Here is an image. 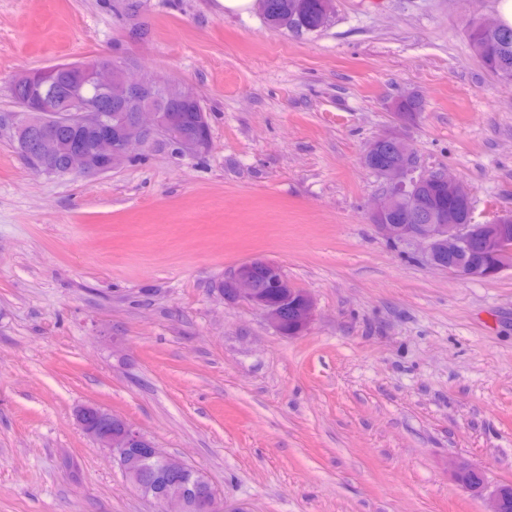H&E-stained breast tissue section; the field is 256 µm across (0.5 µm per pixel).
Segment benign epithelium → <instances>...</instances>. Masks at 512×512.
<instances>
[{"instance_id": "1", "label": "benign epithelium", "mask_w": 512, "mask_h": 512, "mask_svg": "<svg viewBox=\"0 0 512 512\" xmlns=\"http://www.w3.org/2000/svg\"><path fill=\"white\" fill-rule=\"evenodd\" d=\"M134 63L92 57L77 64L57 63L42 74L76 75L80 83L71 87L37 85L39 74H16L11 85L36 88V93L15 112L0 117V126L18 136L33 138L22 143V155L38 171L58 175L95 177L118 168L160 137L174 155L196 157L210 146L206 113L198 110L196 128L181 125L176 106L196 99L185 84L169 80L156 84L147 75H131ZM394 125L371 140L362 155L364 167L382 179L384 192L368 211L369 223L393 243L416 242L423 246L426 262L463 280L485 279L512 266V213L502 214L484 224H464L453 215L438 211L421 187L434 179L447 186L448 202L471 203L468 190L441 172L420 168L417 155L401 131L414 115L392 105ZM75 125L91 130L86 144H67L58 129ZM65 156L62 168L55 158ZM224 299L240 302L260 312L281 335L304 334L315 315L312 296L288 280L281 266L264 258L238 264L224 278ZM74 418L81 431L112 454V460L135 483L145 486L151 478L142 476L140 463L159 458L165 472L179 476L188 464L164 453L154 439L112 410L85 404L76 408ZM453 479L465 489L488 495L487 512H506L512 502V483L488 490L486 472L465 459L450 463ZM188 491L180 482L146 496L161 512H184Z\"/></svg>"}]
</instances>
